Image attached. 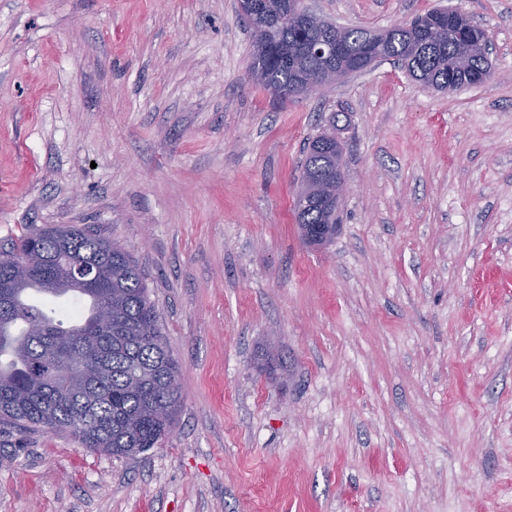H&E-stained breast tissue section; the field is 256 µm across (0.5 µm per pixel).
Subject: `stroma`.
<instances>
[{
	"instance_id": "stroma-1",
	"label": "stroma",
	"mask_w": 512,
	"mask_h": 512,
	"mask_svg": "<svg viewBox=\"0 0 512 512\" xmlns=\"http://www.w3.org/2000/svg\"><path fill=\"white\" fill-rule=\"evenodd\" d=\"M343 26L469 14L486 83L389 61L281 99L236 0H0V247L86 227L138 262L182 407L133 457L0 424V512H512V0H305ZM337 127L331 242L295 219Z\"/></svg>"
}]
</instances>
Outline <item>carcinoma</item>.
I'll use <instances>...</instances> for the list:
<instances>
[{
    "instance_id": "cac0c4a2",
    "label": "carcinoma",
    "mask_w": 512,
    "mask_h": 512,
    "mask_svg": "<svg viewBox=\"0 0 512 512\" xmlns=\"http://www.w3.org/2000/svg\"><path fill=\"white\" fill-rule=\"evenodd\" d=\"M275 56L255 39L249 64L263 88L295 96L319 76L322 62L306 53L318 35L336 37V27L269 20ZM376 32L346 27L341 39L356 57ZM381 54L402 63L409 76L426 88L444 90L471 86L469 76L490 68L482 49L458 60L461 46L448 30L418 16L410 28L381 33ZM341 144L334 134H321L307 147L300 187L335 174ZM299 224H334L338 207L295 204ZM85 277L97 267L102 275L83 282L81 291L93 300L83 320L66 330L37 306L24 301L29 290L52 298L65 293L53 284L62 262ZM10 287L11 304L0 308V423L27 430L68 431L86 448L130 456L154 447L174 427L182 395L173 384L177 361L168 349L159 316L149 298L137 261L123 247L84 228L62 225L21 235L0 250V287ZM112 303V329L101 331L95 320L100 307ZM43 332L34 335L31 325Z\"/></svg>"
}]
</instances>
